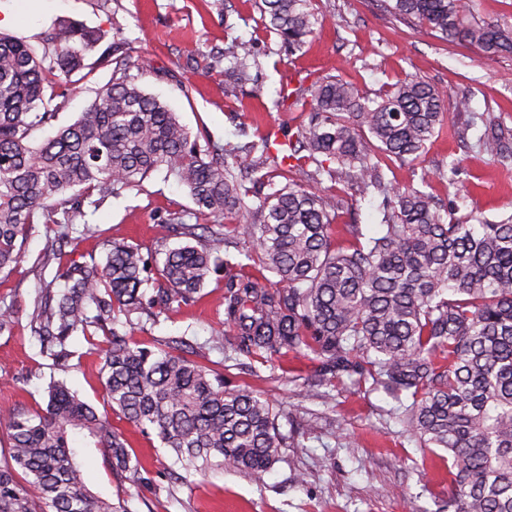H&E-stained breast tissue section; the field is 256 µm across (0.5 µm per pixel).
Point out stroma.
<instances>
[{
	"label": "stroma",
	"instance_id": "35a3bbf8",
	"mask_svg": "<svg viewBox=\"0 0 512 512\" xmlns=\"http://www.w3.org/2000/svg\"><path fill=\"white\" fill-rule=\"evenodd\" d=\"M39 13L20 11L10 32L39 46L55 19L66 18L100 30L105 43L120 42L135 76L148 93L165 101L192 135H210L231 148L259 135L295 133L302 115L272 108L281 84L291 79L336 76L372 96L384 85L408 76L428 81L446 103L469 97L472 112L490 114L512 129V55L485 58L475 49L446 44L426 31L384 12L377 0H314L323 25L302 50L288 52L267 31L252 0H227L225 15L209 11L203 0H43ZM253 39L259 52L258 77L245 87L226 79L236 39ZM224 55L213 58V48ZM98 51L85 58L88 74L58 115V125L72 124L96 91L112 78L97 63ZM470 114H450L419 161L429 170L432 191L447 198L449 187L439 174L450 160L462 159L463 183L479 187L475 208L491 219L512 215V160L495 163L476 147L467 130ZM379 199L344 196L335 218L336 243L348 246L347 225H361L366 235L379 229ZM194 204L187 190L157 172L141 186L96 203L87 198L74 235L73 259L101 257L103 244L117 239L156 251L160 224L171 214L193 223ZM52 233L48 225L33 229L25 256L12 272L0 275V308L12 307L11 331L0 334V415L22 408L45 407L50 379L66 381L97 410L106 404L101 386V353L80 336L68 347L77 357L60 370L40 351L29 321L45 284L62 291L42 257ZM223 279L210 276L199 298L145 322L134 338L151 349L165 348L168 338L187 336L196 344L198 362L223 375L225 383L249 387L281 408L282 432H295L281 459L263 483L239 471H215L176 483L173 457L152 435L125 421L133 450L154 473L151 490L137 491L113 473L101 449L76 437L74 447L88 488L110 501L127 500L131 512H442L448 500V463L419 448L393 418L394 401L384 392L336 386L326 394L310 393L305 380L315 366L285 357L264 362L245 356L228 360L211 337L224 318L220 305Z\"/></svg>",
	"mask_w": 512,
	"mask_h": 512
}]
</instances>
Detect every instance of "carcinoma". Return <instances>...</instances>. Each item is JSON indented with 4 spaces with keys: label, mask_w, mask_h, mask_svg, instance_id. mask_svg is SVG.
Masks as SVG:
<instances>
[{
    "label": "carcinoma",
    "mask_w": 512,
    "mask_h": 512,
    "mask_svg": "<svg viewBox=\"0 0 512 512\" xmlns=\"http://www.w3.org/2000/svg\"><path fill=\"white\" fill-rule=\"evenodd\" d=\"M394 17L466 44L482 55L512 54V29L478 21L465 0H377ZM288 50L315 36L312 0H255ZM71 20L53 24L36 52L21 37L0 33V274L21 261L35 219L55 236L43 265L75 244L73 220L84 198L103 201L165 171L188 189L204 223L164 224L185 242L163 249L153 268L126 242L106 244L101 262L58 263L59 293L39 298L31 333L53 365L69 367L72 336L104 354L102 386L110 410L172 451L184 476L238 470L264 482L289 436L275 404L192 359L183 336L156 352L134 340V321L157 317L195 299L206 278L222 273L224 324L213 342L236 354H294L317 365L309 388L335 383L383 391L397 402L403 432L422 448L448 453L447 512H512V215L491 221L457 188L446 205L419 184L395 187L379 158L412 164L447 120L445 98L429 82L408 78L374 98L336 76L307 88L280 89L275 108L305 113L283 142L263 135L242 146L200 144L176 113L143 91L127 55L108 47L99 64L112 77L72 124L32 146V134L53 125L102 40ZM230 76L252 82L255 41L237 40ZM476 145L492 162L512 157V130L481 118ZM316 165L361 197L377 193L379 231L337 248L335 210L305 185L276 186L290 168ZM234 244L241 260L224 261L202 241ZM260 265L243 274L245 262ZM278 277L273 282L266 276ZM0 457V512H129L86 486L70 444L82 434L102 449L113 470L138 488L151 471L112 424L62 381L50 382L45 409L6 420Z\"/></svg>",
    "instance_id": "obj_1"
}]
</instances>
